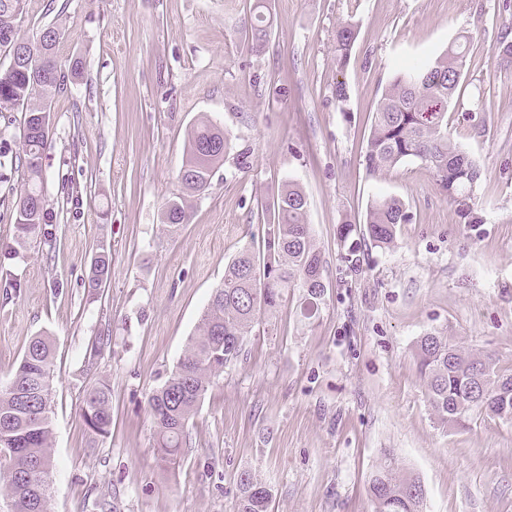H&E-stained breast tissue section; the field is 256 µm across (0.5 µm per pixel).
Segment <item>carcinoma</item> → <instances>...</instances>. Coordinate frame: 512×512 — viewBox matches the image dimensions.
<instances>
[{
  "instance_id": "carcinoma-1",
  "label": "carcinoma",
  "mask_w": 512,
  "mask_h": 512,
  "mask_svg": "<svg viewBox=\"0 0 512 512\" xmlns=\"http://www.w3.org/2000/svg\"><path fill=\"white\" fill-rule=\"evenodd\" d=\"M263 0L253 5V45L267 41L269 21ZM22 0H0V47L4 36L16 29ZM358 26L346 20L336 26L335 50L340 65L350 58ZM460 35L432 62L396 74L385 86L372 113L367 142L366 167L381 174L406 159L426 164L436 176L439 190L458 203L481 177L479 164L448 136V110L466 72V43ZM59 41L29 43V51L47 58L49 73L35 75L25 66L0 68V110H19L23 115L25 168L28 189L16 204L15 244L22 248L40 226L49 222L42 197L43 158L49 137L31 135L29 116L43 112L67 81L80 75L81 62L62 69L57 60ZM228 138L208 118L188 132L187 148L178 177L192 193L210 185L214 171L224 164ZM308 198L290 181L282 185L270 207L261 209L264 221L262 249L245 248L224 269V281L189 338L183 355L168 380L148 393L146 401L155 431V445L172 458L186 446L185 428L196 414L213 378L236 360L243 343L260 320L272 315L286 292L301 295L303 313L318 311L325 292L317 291L322 279V251L306 222ZM187 216L186 200L168 203L165 226L177 227ZM408 220L404 204L393 197L374 199L367 208L365 232L382 248L395 239L396 226ZM357 226L344 222L337 237L348 269L360 267ZM111 252L101 249L92 258L88 287L99 289L107 276ZM56 344L39 334L30 339L11 381L0 387V499L11 512H50L48 488L40 485L51 464L54 427L52 420L53 374ZM415 356L426 388L427 401L445 427H467L474 416L512 415V372L497 367L489 356L465 351L448 337L428 333L417 341ZM79 413L97 435L112 425L111 394L105 386L87 388ZM368 492L376 512H421L424 489L419 479L404 476L391 458L369 476ZM271 490L254 474L239 479L236 512H269Z\"/></svg>"
}]
</instances>
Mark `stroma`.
Wrapping results in <instances>:
<instances>
[{
    "instance_id": "1",
    "label": "stroma",
    "mask_w": 512,
    "mask_h": 512,
    "mask_svg": "<svg viewBox=\"0 0 512 512\" xmlns=\"http://www.w3.org/2000/svg\"><path fill=\"white\" fill-rule=\"evenodd\" d=\"M252 3L22 2L20 37L57 25L59 62L83 63L51 101L48 231L18 250L21 113L0 112V154L14 160L0 168V383L32 336L55 339L53 512H235L245 471L271 487L272 512H375L367 481L388 457L423 483V512H512V416L442 427L414 359L417 340L437 331L512 370V63L494 50L512 37V0H266L259 53ZM344 19L359 35L342 67L334 34ZM461 32L469 68L448 134L481 167L469 200L478 224L420 161L373 176L364 159L384 86ZM203 117L230 147L170 233L163 212L186 196L178 171ZM291 179L309 198L324 301L307 319L291 296L261 320L209 387L181 456L162 459L145 398L174 370L227 263L259 245L261 207ZM377 197L403 201L410 220L391 247L363 242L359 272L348 271L336 227L363 224ZM102 248L112 262L93 295L83 279ZM100 381L112 389L105 436L77 412Z\"/></svg>"
}]
</instances>
